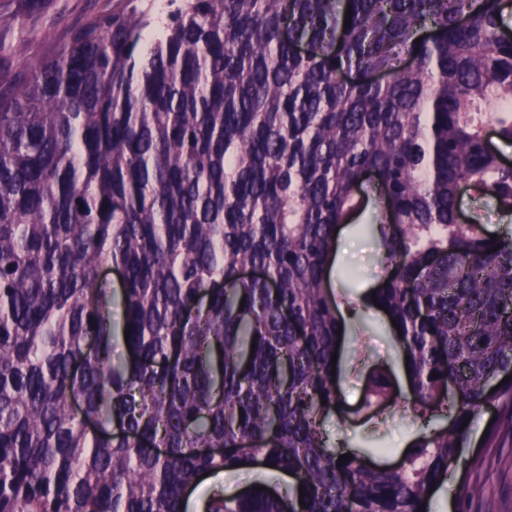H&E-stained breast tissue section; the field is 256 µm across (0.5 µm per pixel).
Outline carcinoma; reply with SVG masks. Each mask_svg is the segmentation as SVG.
<instances>
[{
	"mask_svg": "<svg viewBox=\"0 0 512 512\" xmlns=\"http://www.w3.org/2000/svg\"><path fill=\"white\" fill-rule=\"evenodd\" d=\"M121 2L42 31L20 74L27 39L0 33V512H185L202 474L266 464L303 489L204 512H425L463 422L512 430V236L458 204L512 213L487 146L512 143L506 0H168L149 47ZM370 174L363 308L395 320L410 395L374 368L355 413L420 423L397 468L339 462L325 429L352 308L327 271Z\"/></svg>",
	"mask_w": 512,
	"mask_h": 512,
	"instance_id": "1",
	"label": "carcinoma"
}]
</instances>
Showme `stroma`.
<instances>
[{"label":"stroma","mask_w":512,"mask_h":512,"mask_svg":"<svg viewBox=\"0 0 512 512\" xmlns=\"http://www.w3.org/2000/svg\"><path fill=\"white\" fill-rule=\"evenodd\" d=\"M119 5V0H48L40 15L28 22L29 60H37L46 51L39 38L40 30L54 27L62 31ZM375 211V205H368L355 224L340 231L336 256L328 270L327 285L332 293L349 298L356 307L343 313L347 339L342 353L341 395L348 415L330 416L325 427L332 441L365 447L374 463L391 466L417 436L418 424L389 412L372 419L354 412L374 365L390 366L399 394L408 391L404 366L385 329V316L365 312L358 304L360 296L377 287L383 275L376 243L365 229ZM491 420V413L485 412L472 422L465 448L428 499V512H484L489 501L494 502L497 512H512V432H501L493 446H486L483 435ZM280 480V474L262 466L228 470L207 478L203 488L193 491L186 510L202 512L205 490L212 486L223 489L230 497L256 484L273 485ZM472 486L480 488V495H467V488Z\"/></svg>","instance_id":"obj_1"}]
</instances>
